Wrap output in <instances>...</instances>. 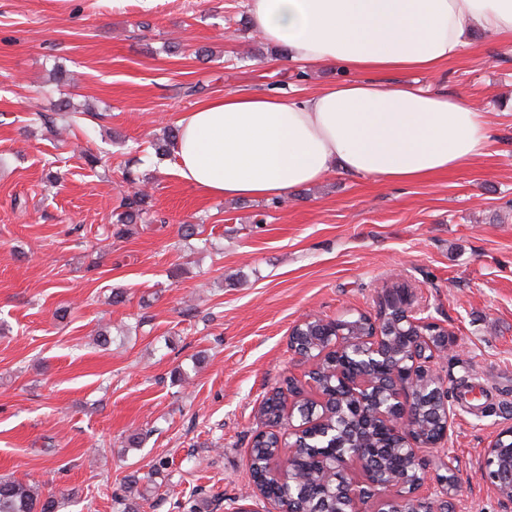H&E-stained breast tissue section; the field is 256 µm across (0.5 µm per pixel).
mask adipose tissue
<instances>
[{"label":"adipose tissue","instance_id":"ef3b65f1","mask_svg":"<svg viewBox=\"0 0 512 512\" xmlns=\"http://www.w3.org/2000/svg\"><path fill=\"white\" fill-rule=\"evenodd\" d=\"M253 33L290 62L338 68L308 93L232 91L177 120L178 175L212 197L284 199L343 171L416 183L471 167L492 145L463 96L389 73L430 75L474 29L512 43V0H249Z\"/></svg>","mask_w":512,"mask_h":512}]
</instances>
